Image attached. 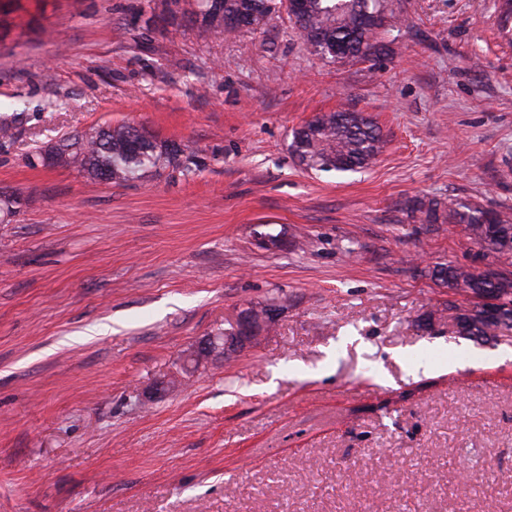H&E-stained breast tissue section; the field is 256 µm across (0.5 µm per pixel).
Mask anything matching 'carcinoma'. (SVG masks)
I'll return each mask as SVG.
<instances>
[{
	"mask_svg": "<svg viewBox=\"0 0 512 512\" xmlns=\"http://www.w3.org/2000/svg\"><path fill=\"white\" fill-rule=\"evenodd\" d=\"M285 11V0H197L195 23L204 30L220 29L226 35L240 31L228 25L242 20L252 31L263 32L272 18ZM383 0H301L293 21L309 51L321 58L365 59L377 51V33L384 25ZM349 52L334 55L336 44ZM72 149L71 167L83 174L112 176L114 183L147 182L170 169L188 178L196 174L199 160L182 146L160 140L142 126L107 125L59 141ZM384 139L369 116L349 108L321 112L293 133L291 150L307 167L322 171L355 172L374 163ZM429 224L459 225L474 243L498 258H512V218L478 205L459 203L447 207L437 199L423 205ZM432 275L458 293L504 300L507 309L493 313L474 304L457 314L462 332L489 336L500 326L512 327V280L489 269L475 274L469 268L449 265Z\"/></svg>",
	"mask_w": 512,
	"mask_h": 512,
	"instance_id": "carcinoma-1",
	"label": "carcinoma"
}]
</instances>
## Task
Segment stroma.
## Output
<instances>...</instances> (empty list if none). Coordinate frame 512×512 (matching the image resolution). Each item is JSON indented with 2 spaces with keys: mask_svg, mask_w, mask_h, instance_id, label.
I'll use <instances>...</instances> for the list:
<instances>
[{
  "mask_svg": "<svg viewBox=\"0 0 512 512\" xmlns=\"http://www.w3.org/2000/svg\"><path fill=\"white\" fill-rule=\"evenodd\" d=\"M386 5L385 53L333 63L283 18L201 30L194 0H0V512H512V327L463 333L431 275L512 263L415 209L512 215V13ZM340 108L379 160L304 169L293 130ZM123 122L200 172L28 163ZM265 304L270 329L158 391Z\"/></svg>",
  "mask_w": 512,
  "mask_h": 512,
  "instance_id": "35a3bbf8",
  "label": "stroma"
}]
</instances>
